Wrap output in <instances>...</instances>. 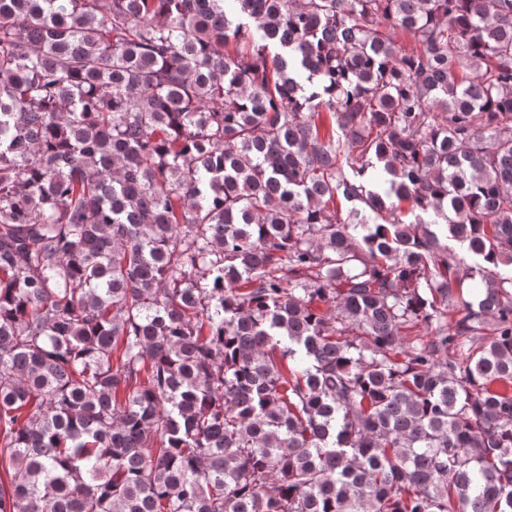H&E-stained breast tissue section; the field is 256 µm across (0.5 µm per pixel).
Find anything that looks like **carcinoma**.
<instances>
[{
    "mask_svg": "<svg viewBox=\"0 0 512 512\" xmlns=\"http://www.w3.org/2000/svg\"><path fill=\"white\" fill-rule=\"evenodd\" d=\"M224 2L0 0V512H512V0Z\"/></svg>",
    "mask_w": 512,
    "mask_h": 512,
    "instance_id": "cac0c4a2",
    "label": "carcinoma"
}]
</instances>
